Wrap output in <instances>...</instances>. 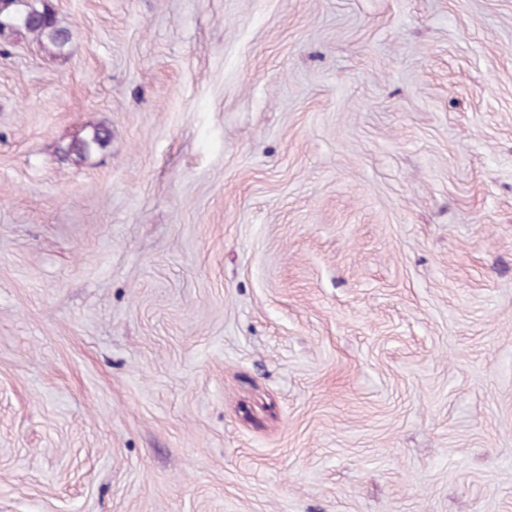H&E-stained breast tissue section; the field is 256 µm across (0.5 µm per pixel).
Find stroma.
I'll return each instance as SVG.
<instances>
[{
  "mask_svg": "<svg viewBox=\"0 0 512 512\" xmlns=\"http://www.w3.org/2000/svg\"><path fill=\"white\" fill-rule=\"evenodd\" d=\"M48 2L0 512H512V0ZM112 132L105 127H95L86 138L75 140L69 152L79 157L84 156L95 148L104 147L111 139Z\"/></svg>",
  "mask_w": 512,
  "mask_h": 512,
  "instance_id": "35a3bbf8",
  "label": "stroma"
}]
</instances>
